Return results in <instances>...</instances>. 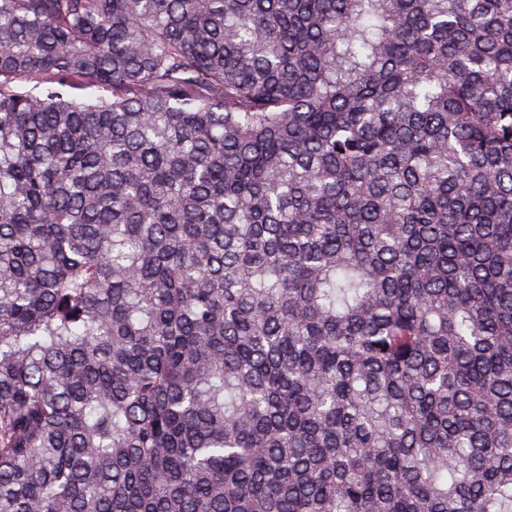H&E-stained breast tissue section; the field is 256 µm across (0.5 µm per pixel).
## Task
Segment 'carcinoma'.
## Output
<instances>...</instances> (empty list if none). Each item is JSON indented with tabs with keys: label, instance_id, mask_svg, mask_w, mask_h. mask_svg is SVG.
<instances>
[{
	"label": "carcinoma",
	"instance_id": "1",
	"mask_svg": "<svg viewBox=\"0 0 512 512\" xmlns=\"http://www.w3.org/2000/svg\"><path fill=\"white\" fill-rule=\"evenodd\" d=\"M0 512H512V0H0Z\"/></svg>",
	"mask_w": 512,
	"mask_h": 512
}]
</instances>
